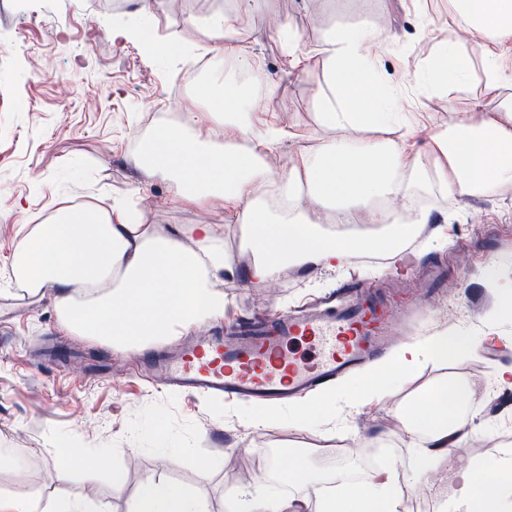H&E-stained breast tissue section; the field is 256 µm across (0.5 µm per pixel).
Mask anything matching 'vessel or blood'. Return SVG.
<instances>
[{"mask_svg":"<svg viewBox=\"0 0 512 512\" xmlns=\"http://www.w3.org/2000/svg\"><path fill=\"white\" fill-rule=\"evenodd\" d=\"M442 273L434 271L421 296L406 299L344 288L335 310L313 308L306 315L282 314L265 321H239L228 336H201L174 354L154 358L164 384L187 393L228 399L285 403L362 369L381 355L419 314L442 294ZM310 351L293 352L297 343Z\"/></svg>","mask_w":512,"mask_h":512,"instance_id":"vessel-or-blood-1","label":"vessel or blood"}]
</instances>
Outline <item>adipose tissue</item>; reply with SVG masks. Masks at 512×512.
I'll return each instance as SVG.
<instances>
[{
	"instance_id": "ef3b65f1",
	"label": "adipose tissue",
	"mask_w": 512,
	"mask_h": 512,
	"mask_svg": "<svg viewBox=\"0 0 512 512\" xmlns=\"http://www.w3.org/2000/svg\"><path fill=\"white\" fill-rule=\"evenodd\" d=\"M456 25L467 40L448 37L416 75L421 89L448 92L466 83L472 55L483 61L484 91L497 95L512 83V0H451ZM214 58L248 70L253 58L239 29L237 12L214 10L206 19ZM387 31L355 28L325 42L320 49L328 66L326 90L314 102L321 124L340 130L339 138L298 154L287 169L273 171L266 162L292 130L268 126L254 137L251 118L260 99L238 85L220 94L203 90L205 109L189 111L182 121L160 127L132 155L146 177L158 176L174 198L199 207L219 202L232 223L250 228L258 256L243 272L248 285L275 280L282 264H320L342 268L353 255L393 249L413 224L427 223L429 213L415 207V189H447L457 199L491 185L512 183V113L474 103L458 123L459 134L420 131L401 112L397 92L382 79L381 57L391 51ZM213 133L200 138L197 129ZM406 128L394 141L382 128ZM235 127L250 137L245 149L229 147L220 129ZM431 166H424L423 155ZM401 204L394 212L392 204ZM325 211L329 226L312 224L308 207ZM229 265L224 234L211 224H176L164 234L148 224L144 211L128 200L110 209L68 204L36 224H26L14 247L15 283L28 295L45 286L55 290L59 327L129 351L162 347L174 337L223 319L224 294L216 283ZM476 344L456 327L399 346L387 361L344 390L322 395L316 408L296 406V422L311 421L313 410L329 412L337 397L365 402L373 392L389 393L395 377L433 358L453 361L472 354ZM476 403L468 386L445 379L413 401L404 413L407 435L415 442L409 485L424 483L469 436L467 426ZM397 475L383 460L362 483L334 495L314 488L315 512H397ZM0 512H96L93 494L78 498H31L0 495ZM133 512H202L198 489L145 477ZM453 512H512V448L492 463L459 472Z\"/></svg>"
}]
</instances>
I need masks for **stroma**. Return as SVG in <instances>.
<instances>
[{"label": "stroma", "mask_w": 512, "mask_h": 512, "mask_svg": "<svg viewBox=\"0 0 512 512\" xmlns=\"http://www.w3.org/2000/svg\"><path fill=\"white\" fill-rule=\"evenodd\" d=\"M235 7L236 0H160L150 35L203 47V27L188 25L187 16L201 19ZM136 9V0H0V448L12 449L18 459L16 465H0V493L76 498L91 486L101 512H131L142 480L151 475L197 486L205 512H225L233 495L244 500L274 490L284 497L309 494L308 486L274 482L266 461L278 452L293 454L310 474L339 483L335 463L321 462L317 450L355 439L405 474L413 460L401 422L406 405L440 379L482 390L499 366L512 364V315L491 317L487 303L494 294L491 272L512 276V183L490 185L458 203L440 192H417L430 212V232L406 242L404 251L415 256L417 269L404 281L394 275L392 253L378 251L339 272L295 266L269 288L248 286L242 274L255 254L242 245V228L230 222L223 206L186 205L162 180L146 182L130 162L140 138L179 121L199 89L213 84L207 70L181 95H170L169 82L186 65L182 55L157 58L139 38L112 43L108 29L134 21ZM275 16L288 18L301 47L310 51L306 70L286 66L285 49L269 32ZM241 27L250 53L262 59L268 80L278 86L262 98L254 129L284 124L296 133L275 152L282 167L337 137V130L315 116L313 100L327 79L318 49L352 28L396 32L394 51L382 58L380 70L387 82L400 85L403 111L420 113L429 127L455 132L461 113L477 99L488 109L512 103V84L497 96L485 95L478 56L474 76L463 87L447 94L416 90L413 75L456 29L446 0H258L242 14ZM143 182L149 188L140 203L157 232L174 224L223 228L234 268L223 277L225 316L293 310L353 275L375 288L399 284L412 291L427 263L437 261L454 291L437 310L420 313L414 334L441 329L449 307L458 306L466 316L455 326L477 341L475 353L451 364L429 361L385 399L364 406L338 400L310 429L284 421V404L227 402L157 388L138 372L139 356L61 331L53 289L30 296L6 282L23 220L45 218L65 195L107 208ZM250 411L273 420L253 429L245 421ZM504 412L512 414V389L483 399L470 423L469 462L493 460L506 446L511 435L498 424ZM159 433L177 449L164 470L157 467L153 441ZM71 440L90 454L111 452L112 470L89 474L67 466L63 451ZM116 469L123 473L119 485L112 482Z\"/></svg>", "instance_id": "obj_1"}]
</instances>
